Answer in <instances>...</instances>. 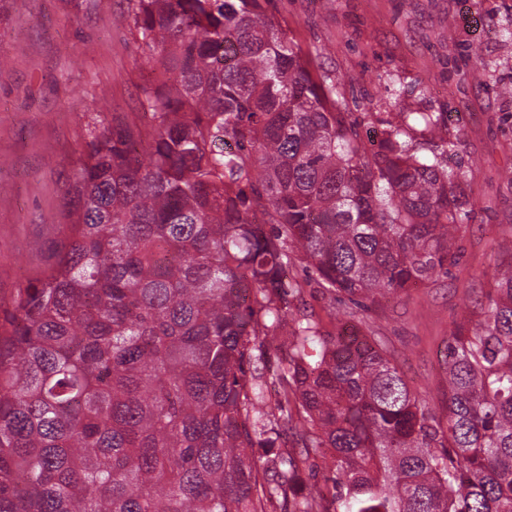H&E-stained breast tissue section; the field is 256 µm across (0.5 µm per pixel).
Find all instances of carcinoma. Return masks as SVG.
I'll return each instance as SVG.
<instances>
[{
    "mask_svg": "<svg viewBox=\"0 0 512 512\" xmlns=\"http://www.w3.org/2000/svg\"><path fill=\"white\" fill-rule=\"evenodd\" d=\"M127 3L151 131L90 132L60 242L0 305V512H512L511 264L453 330L437 410L356 331L304 312L279 340L292 250L356 307L457 262L439 121L417 113L429 156L390 121L368 147L270 0ZM324 448L334 492L298 491ZM283 354L281 352L269 351L265 356V362L270 366V373L267 374V384L264 387L265 395L267 401L274 405L276 401L280 398V393L282 390V380L278 377L272 379V373L277 370V373L280 375V370L277 369L279 365V358H282Z\"/></svg>",
    "mask_w": 512,
    "mask_h": 512,
    "instance_id": "cac0c4a2",
    "label": "carcinoma"
}]
</instances>
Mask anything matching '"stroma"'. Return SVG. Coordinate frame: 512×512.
Returning a JSON list of instances; mask_svg holds the SVG:
<instances>
[{
  "instance_id": "35a3bbf8",
  "label": "stroma",
  "mask_w": 512,
  "mask_h": 512,
  "mask_svg": "<svg viewBox=\"0 0 512 512\" xmlns=\"http://www.w3.org/2000/svg\"><path fill=\"white\" fill-rule=\"evenodd\" d=\"M316 80L336 86L369 147L399 112H428L457 149L448 168L473 205L457 264L434 281L359 310L426 406L447 399L445 356L464 321L512 263V0H272ZM153 70L127 0H7L0 12V301L17 267L33 276L65 222L63 188L100 118L142 121ZM299 305L327 330L347 319L317 283Z\"/></svg>"
}]
</instances>
